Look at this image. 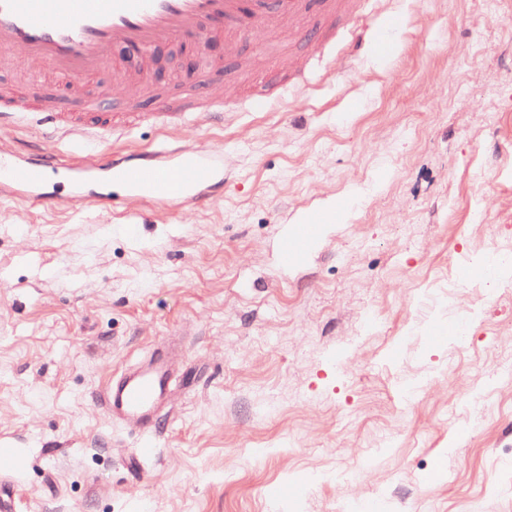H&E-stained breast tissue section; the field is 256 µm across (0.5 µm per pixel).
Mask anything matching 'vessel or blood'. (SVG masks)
<instances>
[{
    "instance_id": "1",
    "label": "vessel or blood",
    "mask_w": 512,
    "mask_h": 512,
    "mask_svg": "<svg viewBox=\"0 0 512 512\" xmlns=\"http://www.w3.org/2000/svg\"><path fill=\"white\" fill-rule=\"evenodd\" d=\"M336 18V0H322L313 11L311 0H0V59L17 48L47 64L59 78L72 80L112 67L134 79L148 66L160 48H178L206 36L224 39L225 55H234L240 39L255 29L275 38L284 32L311 31L315 25ZM368 44L384 58L391 52L388 34H367L359 27L348 29L344 50L354 53ZM33 113L50 141L68 139L89 149L131 127L133 122L162 126L176 118L199 117L202 109L193 99L158 95L150 112H111L104 101L84 104L82 111H66L58 99L0 98V127L14 122L18 114ZM52 159L32 162L0 148V186L13 196L41 204H53L48 190ZM102 182L89 190L94 205L110 208L112 194L106 183L120 180L132 200L181 197L202 205L212 201L213 191L223 181V170L196 149H154L145 163L121 165L95 159L92 166L77 167L72 178L84 186L88 175ZM322 216L299 225L284 244V254L296 253L313 242ZM171 354L157 353L140 366L113 377L105 390L109 415L140 431L143 439L132 460L152 457L149 437L158 411L173 385Z\"/></svg>"
}]
</instances>
